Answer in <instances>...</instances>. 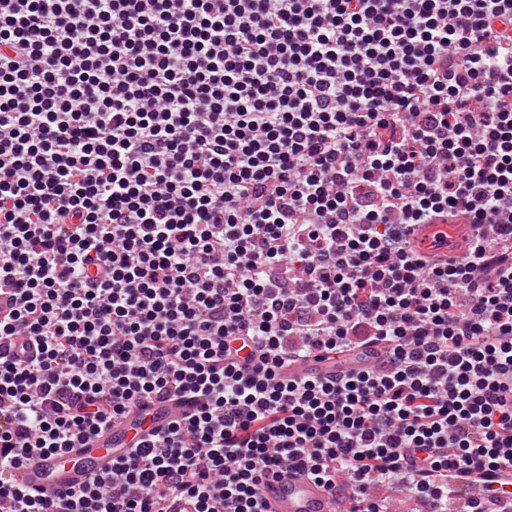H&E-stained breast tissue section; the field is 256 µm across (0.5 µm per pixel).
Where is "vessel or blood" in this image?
Returning a JSON list of instances; mask_svg holds the SVG:
<instances>
[{"mask_svg": "<svg viewBox=\"0 0 512 512\" xmlns=\"http://www.w3.org/2000/svg\"><path fill=\"white\" fill-rule=\"evenodd\" d=\"M165 420L164 413L154 407L136 408L98 433L86 447L40 456L12 469L11 475L27 489L48 498L57 497L107 473L120 451L128 448L137 435L164 426ZM262 500L266 512H334L336 503L332 489L288 470L264 478Z\"/></svg>", "mask_w": 512, "mask_h": 512, "instance_id": "obj_1", "label": "vessel or blood"}]
</instances>
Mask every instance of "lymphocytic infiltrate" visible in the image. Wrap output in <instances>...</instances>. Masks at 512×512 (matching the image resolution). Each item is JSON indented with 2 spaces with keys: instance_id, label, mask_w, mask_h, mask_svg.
<instances>
[{
  "instance_id": "lymphocytic-infiltrate-1",
  "label": "lymphocytic infiltrate",
  "mask_w": 512,
  "mask_h": 512,
  "mask_svg": "<svg viewBox=\"0 0 512 512\" xmlns=\"http://www.w3.org/2000/svg\"><path fill=\"white\" fill-rule=\"evenodd\" d=\"M2 288L0 461L187 406L7 512H512V0H0ZM439 226L435 227L433 231L430 233V239L434 242L435 250L440 252H448L452 253L456 250L457 245L461 241L463 234L465 233L464 226H460L459 224H438ZM443 246H446V250H443ZM432 250H426L432 251ZM262 500L267 512H335L336 503L332 489L288 470L264 478Z\"/></svg>"
}]
</instances>
